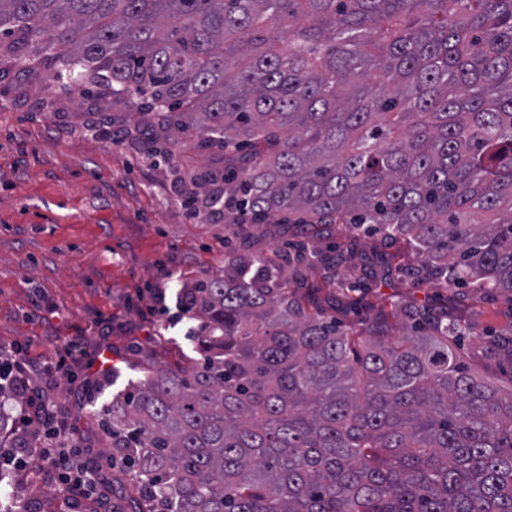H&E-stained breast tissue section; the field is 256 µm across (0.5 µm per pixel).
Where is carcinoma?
Returning a JSON list of instances; mask_svg holds the SVG:
<instances>
[{"instance_id": "carcinoma-1", "label": "carcinoma", "mask_w": 512, "mask_h": 512, "mask_svg": "<svg viewBox=\"0 0 512 512\" xmlns=\"http://www.w3.org/2000/svg\"><path fill=\"white\" fill-rule=\"evenodd\" d=\"M104 80L166 136L224 149L192 190L234 224L402 239L422 271L512 301V0H0V61ZM351 253L297 241L290 265ZM201 355L101 406L132 512H512V391L448 314L391 340L324 321L282 265L228 253L180 289ZM0 448H22L4 411Z\"/></svg>"}]
</instances>
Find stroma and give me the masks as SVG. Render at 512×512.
I'll return each instance as SVG.
<instances>
[{"mask_svg":"<svg viewBox=\"0 0 512 512\" xmlns=\"http://www.w3.org/2000/svg\"><path fill=\"white\" fill-rule=\"evenodd\" d=\"M146 118L126 97L80 96L61 88L52 71L0 72V354L23 350L36 363L31 380L42 387L80 459L97 466L95 494L66 497L53 479L41 482L32 512H128L133 490L112 466L108 443L89 404L88 384L117 368L116 389L149 370L182 366L193 346V322L168 321L186 280L219 275L226 245L286 253L295 228L272 221L255 233L235 232L224 218H188L183 191L206 170L223 166V151L178 145L173 160L149 157ZM338 242L354 250L336 268L342 287L329 294L322 269L294 277L326 315L340 322L374 317L375 305L404 288L418 308H439L470 327L459 350L465 364L501 390L512 389V357L489 356L486 339L512 329V305L492 293L473 300L418 278L404 247L379 238L345 236L323 227L310 245ZM165 295V310L151 309L149 293ZM83 352L54 377L40 364L64 344Z\"/></svg>","mask_w":512,"mask_h":512,"instance_id":"1","label":"stroma"}]
</instances>
